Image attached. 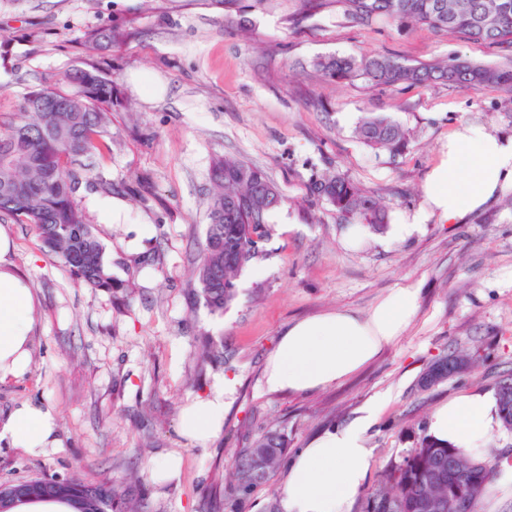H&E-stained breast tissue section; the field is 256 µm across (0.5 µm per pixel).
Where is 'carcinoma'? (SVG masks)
I'll return each instance as SVG.
<instances>
[{
  "label": "carcinoma",
  "mask_w": 512,
  "mask_h": 512,
  "mask_svg": "<svg viewBox=\"0 0 512 512\" xmlns=\"http://www.w3.org/2000/svg\"><path fill=\"white\" fill-rule=\"evenodd\" d=\"M344 14L371 25L391 20L463 34L475 42L512 44V0H339ZM122 33L91 28L84 45L91 49L120 41ZM338 81L360 78L374 86H427L447 83L461 89L496 86L512 93V63L489 66L469 61L410 65L384 55L330 56L317 62ZM113 80L93 63L72 68L59 79L25 94L17 111L0 116V221L24 224L36 234L44 254L68 278L94 291L112 294L127 288L112 274V261L96 229L89 224L78 193L112 192L103 172L82 157L111 149ZM357 135L367 146L396 156L408 146L402 126L386 115L364 116ZM210 179L215 191L208 206L206 244L196 267L200 296L208 310L224 314L236 299L235 281L258 256L269 238V218L278 206L254 208L258 188H275L265 172L232 156L217 158ZM314 193L336 209L345 224H361L376 233L386 230L389 212L378 199L336 174L315 183ZM502 427L512 433V404L495 392ZM288 435L267 430L248 447L233 453L232 478L214 495L224 512L239 505L269 482L283 465ZM466 475L457 483L454 471ZM501 476L499 463L464 455L457 448L422 438L420 446L386 474L389 490L367 497L364 512H428L427 503L466 489L477 490L471 512L487 487ZM78 512H140L127 487L112 484V501L80 500Z\"/></svg>",
  "instance_id": "obj_1"
}]
</instances>
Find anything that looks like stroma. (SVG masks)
Here are the masks:
<instances>
[{
	"mask_svg": "<svg viewBox=\"0 0 512 512\" xmlns=\"http://www.w3.org/2000/svg\"><path fill=\"white\" fill-rule=\"evenodd\" d=\"M116 27L124 39L90 50L84 32ZM384 54L406 64L459 58L512 61V44H487L423 25L351 21L339 0H0V113L15 111L43 80L95 61L115 81L112 150L89 157L111 196L82 198L112 258L133 283L106 295L74 284L22 224H7L10 259L26 279L37 321L27 375L0 383V419L31 401L58 415L61 445L31 457L0 444V483L58 475L86 483L131 478L144 512H203L223 485L234 449L262 432L288 435L289 451L383 399L369 445L365 488L418 448L432 411L456 396L495 393L512 374V185L483 208L443 223L432 218L406 240L366 233L343 243L335 208L312 192L342 174L388 208L399 224L422 205V183L449 135L480 124L512 137V94L445 84L386 88L337 81L313 67L332 55ZM390 116L410 135L393 156L364 145L365 113ZM262 168L285 202L270 219L262 253L236 281L237 297L214 315L198 296L192 263L206 238L215 158ZM123 205L120 216L111 200ZM160 252L140 271L133 256ZM262 276H255L256 267ZM411 285L420 304L405 333L341 384L311 394H270L261 376L288 324L338 308L366 311ZM223 340L226 361L202 366L198 339ZM471 368L430 389L418 380L443 357ZM235 382L224 428L206 447L179 434L189 400ZM180 460L158 480L155 466Z\"/></svg>",
	"mask_w": 512,
	"mask_h": 512,
	"instance_id": "stroma-1",
	"label": "stroma"
}]
</instances>
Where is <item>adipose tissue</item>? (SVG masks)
Listing matches in <instances>:
<instances>
[{"instance_id":"obj_1","label":"adipose tissue","mask_w":512,"mask_h":512,"mask_svg":"<svg viewBox=\"0 0 512 512\" xmlns=\"http://www.w3.org/2000/svg\"><path fill=\"white\" fill-rule=\"evenodd\" d=\"M512 183V138L469 124L452 134L438 163L426 176L423 207L391 236L403 240L418 224L435 217L448 222L484 207ZM9 245L0 236V382L30 369L35 306L30 288L7 260ZM420 294L399 288L369 310L338 309L294 322L284 330L266 360L262 384L269 393L312 392L340 383L372 362L396 341L418 311ZM231 384L185 405L179 432L203 446L224 426L225 397ZM381 407L373 402L349 423L317 436L288 462L279 489L281 512H352L366 487L373 450L368 433ZM498 418L495 398L463 394L436 408L428 420L432 441L487 458L489 433ZM26 454H47L59 445L57 418L50 407L24 403L0 422V443Z\"/></svg>"}]
</instances>
